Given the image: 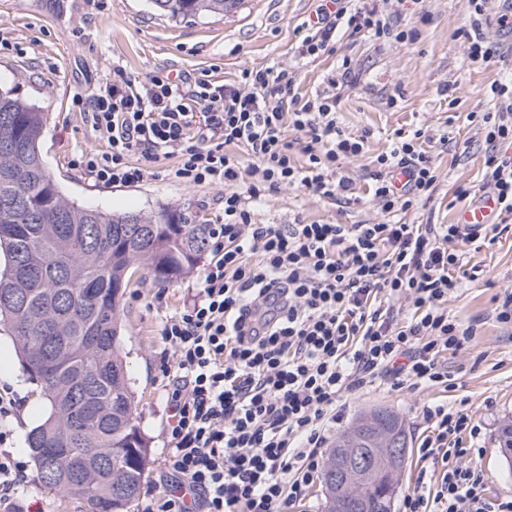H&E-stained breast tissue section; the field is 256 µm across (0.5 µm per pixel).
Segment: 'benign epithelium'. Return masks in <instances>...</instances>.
<instances>
[{"label":"benign epithelium","instance_id":"7a95c632","mask_svg":"<svg viewBox=\"0 0 512 512\" xmlns=\"http://www.w3.org/2000/svg\"><path fill=\"white\" fill-rule=\"evenodd\" d=\"M384 414L380 408L370 411L354 423L347 436L336 440V478L329 484L333 512H343L344 503L358 489L378 480L387 481L390 493L397 495L409 445L379 424Z\"/></svg>","mask_w":512,"mask_h":512}]
</instances>
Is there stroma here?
I'll use <instances>...</instances> for the list:
<instances>
[{"label":"stroma","mask_w":512,"mask_h":512,"mask_svg":"<svg viewBox=\"0 0 512 512\" xmlns=\"http://www.w3.org/2000/svg\"><path fill=\"white\" fill-rule=\"evenodd\" d=\"M481 32L500 45L504 55L486 63L468 57L471 19L464 0H382L380 10L389 36L378 38L337 28L331 49L296 65L295 52L317 9L316 0H242L221 18L174 23L150 12L146 0H0V88L46 112L42 150L48 170L68 200L105 214H150L160 207L212 221L222 188H192L175 181L174 159L152 163L153 174L135 186H102L73 164L75 155L99 148L85 113L74 108V96L90 97L111 82L115 67L128 76L150 72H188L237 83L244 70L296 66L297 93L308 97L334 88L336 117L345 132H370L364 154L350 159L346 173L363 200L346 205L294 187L268 195L256 211L261 224H378L386 219L366 193L372 160L398 132L419 128L448 137L428 154L438 174L433 197L403 215L406 224H449L456 211L489 192L485 177L484 132L468 119L472 112L494 109L488 91L493 81L512 74V42L497 25L505 0H485ZM338 86L329 80L339 73ZM468 277L448 301L450 314L473 326L476 336L463 349L448 351L443 362L456 386L395 389L375 383L348 393L342 400L340 429L374 407L395 411L403 419L411 453L401 476V494L413 491L425 463L418 448L426 435L424 405L445 404L467 413L481 430L476 462L488 476L487 495L512 498V470L495 442L499 425L512 418V327L498 323L492 312L512 288V223L495 242L476 240L465 256ZM210 261L202 255L168 286L157 284L148 266L135 268L123 299V348L133 381L138 423L152 450V462L135 512L162 496L167 473V387L162 365L173 353L163 343V321L179 312L199 286ZM18 405L10 419L12 449L27 478L23 498L37 512H83L75 500L39 486L26 435L45 415L48 401L29 379L17 358L9 359L8 377Z\"/></svg>","instance_id":"1"}]
</instances>
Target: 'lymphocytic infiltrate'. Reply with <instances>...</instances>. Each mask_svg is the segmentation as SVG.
Here are the masks:
<instances>
[{"instance_id":"obj_1","label":"lymphocytic infiltrate","mask_w":512,"mask_h":512,"mask_svg":"<svg viewBox=\"0 0 512 512\" xmlns=\"http://www.w3.org/2000/svg\"><path fill=\"white\" fill-rule=\"evenodd\" d=\"M320 12L326 23L304 37L298 60L325 51L340 23L389 33L373 6L330 0ZM113 74L84 107L103 147L77 155L75 166L96 183L131 186L149 177V163L172 157L180 183L224 189L200 286L161 327L175 357L163 367L173 382L167 470L175 482L157 512H288L319 476L344 393L384 376L399 388H453L442 355L470 343L474 330L449 315L448 300L467 276L468 244L495 241L499 227L475 235L455 224L257 223L255 202L286 186L360 203L343 166L368 137L339 126L335 96L299 100L296 73L285 67L245 70L236 85ZM490 92L497 111L469 119L484 129L487 181L511 218L512 159L498 147L512 141V82ZM292 130L302 144L289 140ZM425 137L420 128L397 135L375 156L372 200L382 212L431 199L437 174ZM241 149L251 164L242 165ZM299 152L306 164H297ZM401 170L410 176L403 189L394 184ZM15 407L1 392L0 512H30L18 497L21 465L4 450ZM423 419L421 457L439 473L432 484L418 479L402 512H512V499L487 498V475L468 462L479 431L467 414L431 404Z\"/></svg>"}]
</instances>
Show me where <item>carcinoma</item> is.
<instances>
[{
	"instance_id": "carcinoma-1",
	"label": "carcinoma",
	"mask_w": 512,
	"mask_h": 512,
	"mask_svg": "<svg viewBox=\"0 0 512 512\" xmlns=\"http://www.w3.org/2000/svg\"><path fill=\"white\" fill-rule=\"evenodd\" d=\"M182 23L224 16L241 0H147ZM45 113L0 89V322L49 414L26 436L36 481L87 512H131L151 449L121 356L124 286L134 265L168 283L207 247V225L163 206L107 216L66 200L42 154ZM68 479L41 476L40 449Z\"/></svg>"
}]
</instances>
